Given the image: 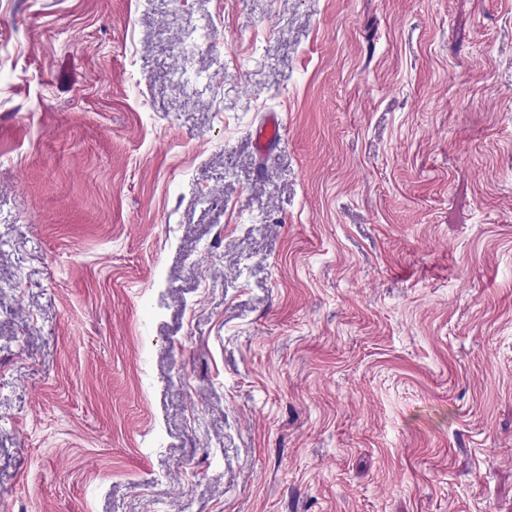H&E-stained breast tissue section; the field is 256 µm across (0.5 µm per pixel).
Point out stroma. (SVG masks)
Masks as SVG:
<instances>
[{
    "mask_svg": "<svg viewBox=\"0 0 512 512\" xmlns=\"http://www.w3.org/2000/svg\"><path fill=\"white\" fill-rule=\"evenodd\" d=\"M0 512H512V0H0Z\"/></svg>",
    "mask_w": 512,
    "mask_h": 512,
    "instance_id": "stroma-1",
    "label": "stroma"
}]
</instances>
